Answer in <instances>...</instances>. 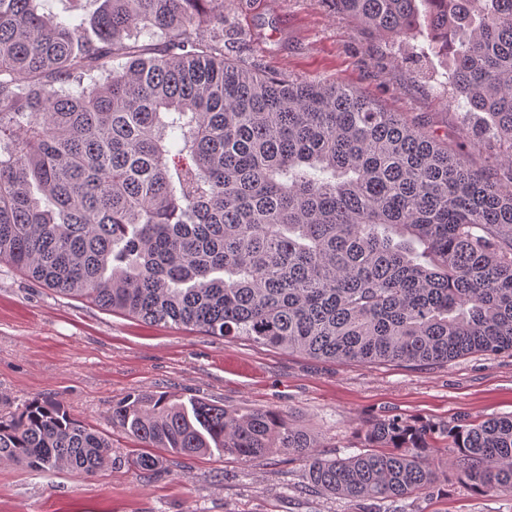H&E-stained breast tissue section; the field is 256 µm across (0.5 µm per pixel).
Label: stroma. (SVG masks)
I'll list each match as a JSON object with an SVG mask.
<instances>
[{
  "label": "stroma",
  "instance_id": "obj_1",
  "mask_svg": "<svg viewBox=\"0 0 512 512\" xmlns=\"http://www.w3.org/2000/svg\"><path fill=\"white\" fill-rule=\"evenodd\" d=\"M224 52L356 89L441 139L471 134L438 84L445 60L424 40L393 48L313 0H224ZM133 392L270 409L317 437L326 456L344 458L360 444L358 428L384 417L443 424L512 415V351L418 366L342 363L149 324L0 263V414L39 398L112 435V463L91 477L0 463V512H371L370 502L311 488L303 460L284 452L250 462L167 455L157 470H138L136 442L111 420L113 402ZM433 462L439 482L406 512H512V497L471 488L447 454Z\"/></svg>",
  "mask_w": 512,
  "mask_h": 512
}]
</instances>
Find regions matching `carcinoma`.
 Listing matches in <instances>:
<instances>
[{
  "instance_id": "carcinoma-1",
  "label": "carcinoma",
  "mask_w": 512,
  "mask_h": 512,
  "mask_svg": "<svg viewBox=\"0 0 512 512\" xmlns=\"http://www.w3.org/2000/svg\"><path fill=\"white\" fill-rule=\"evenodd\" d=\"M315 2L394 44L426 33L478 138L224 56V0H101L93 39L0 0V262L145 322L341 362L512 350V0ZM487 146L491 173L470 164ZM112 425L142 471L281 450L316 490L405 512L442 450L470 487L512 495V416L377 419L346 458L199 398L129 394ZM0 460L89 477L112 441L31 400L0 415Z\"/></svg>"
}]
</instances>
